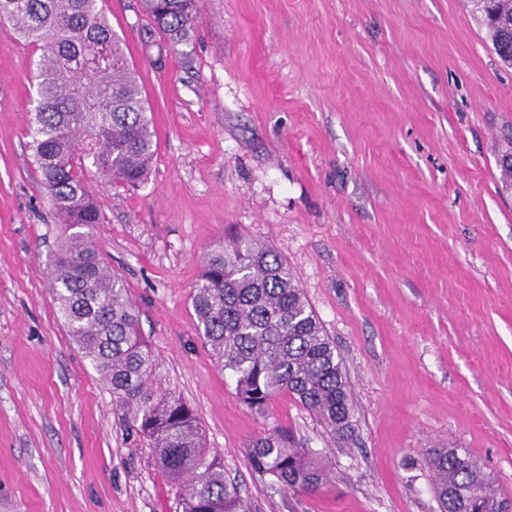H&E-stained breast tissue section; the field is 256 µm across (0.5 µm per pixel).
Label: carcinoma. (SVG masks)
<instances>
[{"mask_svg":"<svg viewBox=\"0 0 512 512\" xmlns=\"http://www.w3.org/2000/svg\"><path fill=\"white\" fill-rule=\"evenodd\" d=\"M100 0H0V21L41 51L27 137L41 184L64 237L49 272L51 291L70 336L155 448L159 466L183 485L182 512H250L242 484L209 458L193 408L160 392L156 364L140 334L122 278L91 241L101 213L88 187L96 171L131 187L146 178L155 152L153 122L137 70L125 57ZM170 42L198 22L197 0H141ZM494 52L512 63V0H472ZM196 332L218 366L235 380L240 401L265 415L287 394L343 446L355 438L349 382L288 263L267 245L239 240L209 252L191 296ZM254 468L285 488L313 492L326 470L313 452L280 429L249 448ZM443 512H500L494 483L455 448L426 454Z\"/></svg>","mask_w":512,"mask_h":512,"instance_id":"1","label":"carcinoma"}]
</instances>
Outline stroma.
Listing matches in <instances>:
<instances>
[{"mask_svg":"<svg viewBox=\"0 0 512 512\" xmlns=\"http://www.w3.org/2000/svg\"><path fill=\"white\" fill-rule=\"evenodd\" d=\"M156 134L144 183L90 175L94 240L139 311L163 392L196 412L252 512H441L427 450L512 498V66L470 0H198L189 40L102 0ZM38 52L0 23V512H180L59 318L62 228L25 135ZM245 238L292 268L339 354L356 439L283 395L250 412L199 339L206 253ZM275 427L317 453L315 493L255 472Z\"/></svg>","mask_w":512,"mask_h":512,"instance_id":"1","label":"stroma"}]
</instances>
